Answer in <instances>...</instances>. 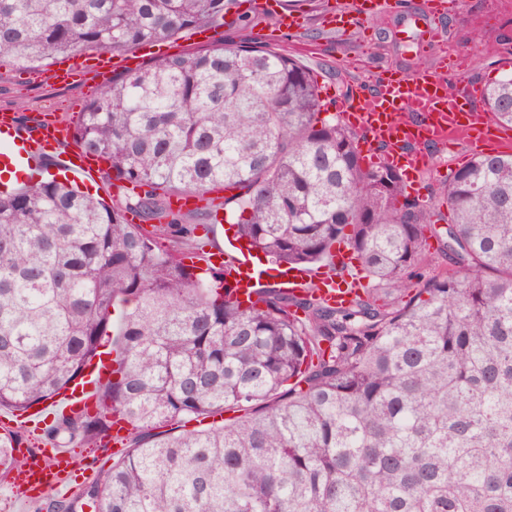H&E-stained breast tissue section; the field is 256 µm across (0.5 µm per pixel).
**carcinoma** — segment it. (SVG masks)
Instances as JSON below:
<instances>
[{
  "instance_id": "cac0c4a2",
  "label": "carcinoma",
  "mask_w": 512,
  "mask_h": 512,
  "mask_svg": "<svg viewBox=\"0 0 512 512\" xmlns=\"http://www.w3.org/2000/svg\"><path fill=\"white\" fill-rule=\"evenodd\" d=\"M234 0H0L19 71L177 39ZM512 127V73L484 86ZM74 141L133 187L111 202L55 175L0 193V410L81 377L112 337L98 411L44 440L93 446L114 412L125 451L47 512H512V154L448 172L447 212L365 169L314 73L263 46L163 55L103 85ZM228 192L236 240L284 267L339 242L365 288L233 298L177 195ZM139 223L129 221V216ZM448 267L427 268V236ZM231 417L226 418L224 414ZM196 421L199 426L188 428ZM23 427L0 433V476Z\"/></svg>"
}]
</instances>
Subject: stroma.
Returning a JSON list of instances; mask_svg holds the SVG:
<instances>
[{
  "label": "stroma",
  "mask_w": 512,
  "mask_h": 512,
  "mask_svg": "<svg viewBox=\"0 0 512 512\" xmlns=\"http://www.w3.org/2000/svg\"><path fill=\"white\" fill-rule=\"evenodd\" d=\"M253 2L242 0L239 7L247 17L246 25L216 27L214 44L235 43L244 37L257 39L302 60L313 70L320 86L332 87L340 96L374 81L389 69L406 75L435 69L439 51L409 42L403 34L414 15L432 23L449 51L464 57V68L449 74V84L482 87L512 69V0H453L441 15L430 12L428 0H400L399 8L356 23L343 35L332 31L328 20L334 11L351 7L353 0H302L299 24L289 31L278 28L272 11L256 10ZM469 26L481 30V41L460 40V30ZM104 83L100 76L85 83H61L52 71L20 72L5 58L0 60V113L15 112L33 120L51 112L58 121L70 124ZM432 155L434 166L421 174L416 191L417 197L431 207L437 204L448 170L469 159L461 142L450 150L434 148Z\"/></svg>",
  "instance_id": "1"
}]
</instances>
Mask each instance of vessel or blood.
I'll return each mask as SVG.
<instances>
[{"instance_id": "b4317fda", "label": "vessel or blood", "mask_w": 512, "mask_h": 512, "mask_svg": "<svg viewBox=\"0 0 512 512\" xmlns=\"http://www.w3.org/2000/svg\"><path fill=\"white\" fill-rule=\"evenodd\" d=\"M445 80L441 75L419 71L414 75H389L361 88L357 95L337 101L336 113L351 129L360 132V151L368 163L385 160L401 171L408 186H415L419 173L429 168L430 146H444L461 140L470 154L483 153L487 142L485 130L492 118L478 107L479 89L457 97L440 94ZM70 140L68 126L58 122L34 120L22 122L10 113L0 114V164L25 167L38 164L45 149L52 144ZM62 165L69 173L103 172V161L72 148ZM350 253L341 250L320 266L312 269L295 267L283 270L278 281L284 291L299 295L315 287L318 297L329 305L346 303L364 284L354 277L341 282L335 278L339 262L348 261ZM207 260L216 268H230L235 282L234 295L246 298L262 288L267 276L243 245H230L228 250L209 251ZM112 372L111 358L92 362L85 374L48 404L36 406L18 415L17 420L29 428H37L60 413L94 410L98 403V386ZM43 467L24 477L12 478L9 488L18 498L39 497L45 491L68 488V476L75 464L70 453L62 448L45 449Z\"/></svg>"}]
</instances>
